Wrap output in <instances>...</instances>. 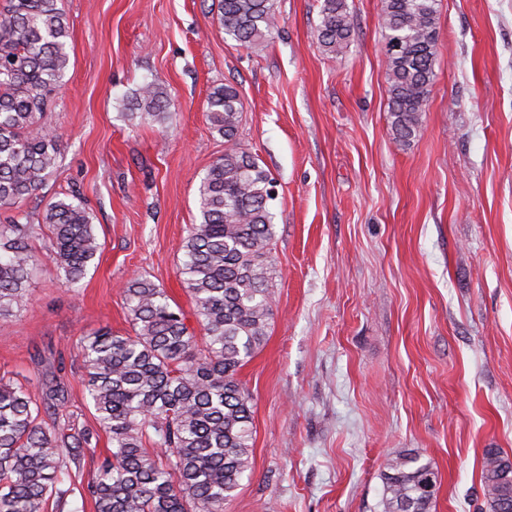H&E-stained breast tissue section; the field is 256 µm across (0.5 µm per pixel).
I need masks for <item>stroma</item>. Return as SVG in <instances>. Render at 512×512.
I'll use <instances>...</instances> for the list:
<instances>
[{"label": "stroma", "instance_id": "obj_1", "mask_svg": "<svg viewBox=\"0 0 512 512\" xmlns=\"http://www.w3.org/2000/svg\"><path fill=\"white\" fill-rule=\"evenodd\" d=\"M354 37L317 40V0H277L266 47L225 38L218 0H63L70 66L46 120L58 166L22 205L37 222L77 198L102 250L74 287L51 261L0 321V376L50 369L70 425L96 429L79 346L130 333L120 293L142 276L189 326L177 268L200 220L201 178L224 153L206 116L236 82L240 142L271 173L273 318L239 378L253 398L251 468L224 512H382L387 460L438 473L434 512H489L484 452L512 457V0H441L419 134L396 144L387 110L382 0H348ZM170 94L164 123L125 114L130 93ZM109 442L93 438L70 505Z\"/></svg>", "mask_w": 512, "mask_h": 512}]
</instances>
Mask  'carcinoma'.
I'll return each mask as SVG.
<instances>
[{
  "instance_id": "obj_1",
  "label": "carcinoma",
  "mask_w": 512,
  "mask_h": 512,
  "mask_svg": "<svg viewBox=\"0 0 512 512\" xmlns=\"http://www.w3.org/2000/svg\"><path fill=\"white\" fill-rule=\"evenodd\" d=\"M439 0H382L381 31L393 139L416 136L435 77ZM276 0H219L224 35L257 50L278 28ZM354 35L347 0H321L318 42L339 54ZM70 23L62 0H0V207L37 195L57 164L59 135L46 110L69 67ZM169 94L145 82L128 96L143 120L166 119ZM242 101L226 82L207 97L224 154L198 189L200 222L183 242L178 275L203 331L196 335L164 290L138 277L122 290L132 332L102 329L84 339L85 385L99 430L111 444L87 496L96 512H224L250 469L252 397L239 371L262 345L273 315V179L241 147ZM66 284L74 286L102 245L86 209L48 203L38 224H0V319L21 306L39 264L30 242L41 226ZM31 379L0 378V512L62 506L71 464L92 433L42 424ZM45 404L64 387L42 389ZM383 512H432L438 475L419 455L387 461ZM482 494L491 512H512V459L483 458Z\"/></svg>"
}]
</instances>
